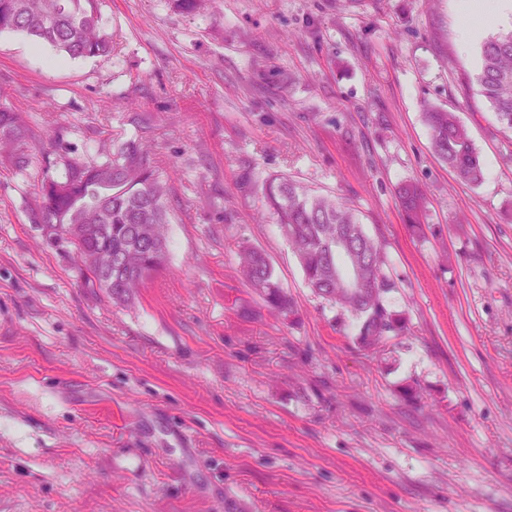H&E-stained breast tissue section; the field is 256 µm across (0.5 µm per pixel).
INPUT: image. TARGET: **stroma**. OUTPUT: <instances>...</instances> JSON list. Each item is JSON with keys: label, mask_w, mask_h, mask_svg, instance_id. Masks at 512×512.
<instances>
[{"label": "stroma", "mask_w": 512, "mask_h": 512, "mask_svg": "<svg viewBox=\"0 0 512 512\" xmlns=\"http://www.w3.org/2000/svg\"><path fill=\"white\" fill-rule=\"evenodd\" d=\"M98 7L106 55L49 68L0 34V107L28 158L0 161V512H512V131L457 0ZM427 104L467 128L482 184L432 152ZM143 131L170 246L120 306L35 215L45 176ZM280 176L383 246L409 330L382 351L306 285L264 202ZM243 245L290 319L244 283ZM26 138V128L15 112L0 109V142L15 146ZM401 205L406 213L409 224L414 228L421 230L419 217L423 211L424 192L414 183L402 185L398 190ZM239 261L247 283L263 298L269 308L284 318L293 314V298L282 288L263 253L242 246Z\"/></svg>", "instance_id": "stroma-1"}]
</instances>
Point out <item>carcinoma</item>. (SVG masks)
<instances>
[{
	"mask_svg": "<svg viewBox=\"0 0 512 512\" xmlns=\"http://www.w3.org/2000/svg\"><path fill=\"white\" fill-rule=\"evenodd\" d=\"M1 32H22L73 59L111 50L101 32L98 0H0ZM478 83L499 124L512 131V32L483 43ZM423 115L434 153L461 182L482 183L485 166L456 113L427 106ZM25 138L26 128L16 113L0 109V142L15 146ZM40 195L36 222L58 227L54 236L74 247L87 287L103 288L110 277L112 301L123 303L162 267L169 217L147 140H126L101 164L67 162L62 175L43 179ZM398 195L409 224L422 229L423 190L407 183ZM264 198L308 287L334 305L339 318L347 315L356 321V345L370 338L385 344L407 331L405 317L389 302L397 284L385 271L381 246L365 233L353 209L286 178L268 180ZM70 224L88 225L82 241L67 237ZM338 238L348 242L347 249H336ZM101 246L112 249L110 272L89 264L91 251ZM239 261L247 283L269 308L284 318L293 314V298L263 253L243 246Z\"/></svg>",
	"mask_w": 512,
	"mask_h": 512,
	"instance_id": "carcinoma-1",
	"label": "carcinoma"
}]
</instances>
